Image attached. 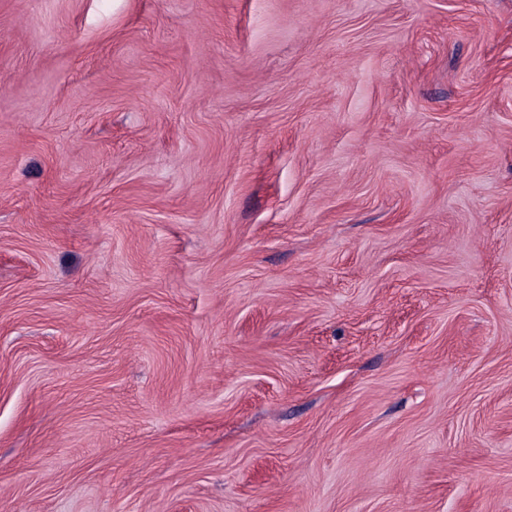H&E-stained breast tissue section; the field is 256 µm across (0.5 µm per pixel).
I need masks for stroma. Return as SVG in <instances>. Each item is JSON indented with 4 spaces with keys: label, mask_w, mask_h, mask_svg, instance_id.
<instances>
[{
    "label": "stroma",
    "mask_w": 512,
    "mask_h": 512,
    "mask_svg": "<svg viewBox=\"0 0 512 512\" xmlns=\"http://www.w3.org/2000/svg\"><path fill=\"white\" fill-rule=\"evenodd\" d=\"M0 512H512V0H0Z\"/></svg>",
    "instance_id": "obj_1"
}]
</instances>
